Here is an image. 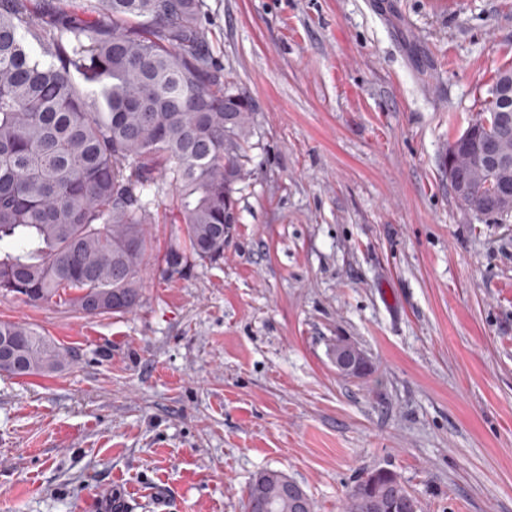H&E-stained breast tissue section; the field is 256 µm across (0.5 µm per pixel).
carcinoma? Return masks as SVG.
Listing matches in <instances>:
<instances>
[{"label": "carcinoma", "instance_id": "carcinoma-1", "mask_svg": "<svg viewBox=\"0 0 512 512\" xmlns=\"http://www.w3.org/2000/svg\"><path fill=\"white\" fill-rule=\"evenodd\" d=\"M204 0H0V291L32 304L62 302L84 317L139 306V274L154 198L177 193L161 273L224 256L237 223L254 104L224 88L203 25ZM497 136L512 99L483 101ZM455 154L472 200L490 198L489 173ZM12 341L0 374L47 375L66 355L30 324L0 320ZM289 479L260 472L248 499L292 512ZM419 505L396 472L357 481L344 512Z\"/></svg>", "mask_w": 512, "mask_h": 512}]
</instances>
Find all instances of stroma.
Instances as JSON below:
<instances>
[{
	"instance_id": "obj_1",
	"label": "stroma",
	"mask_w": 512,
	"mask_h": 512,
	"mask_svg": "<svg viewBox=\"0 0 512 512\" xmlns=\"http://www.w3.org/2000/svg\"><path fill=\"white\" fill-rule=\"evenodd\" d=\"M249 96V179L223 258L82 317L0 293L67 351L0 375V512H245L264 470L315 512L395 471L422 512H512V216L477 217L442 162L512 68V0H205ZM373 375H337V337Z\"/></svg>"
}]
</instances>
